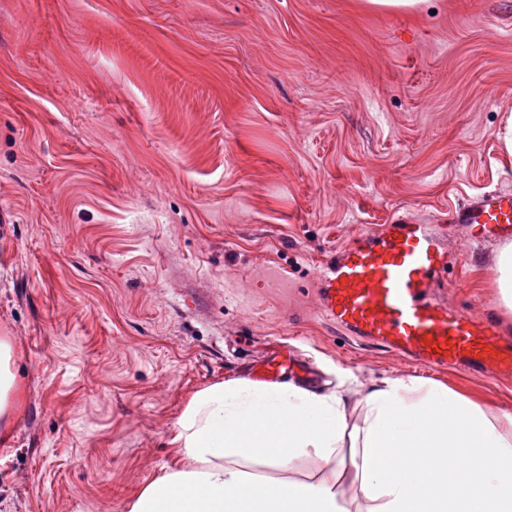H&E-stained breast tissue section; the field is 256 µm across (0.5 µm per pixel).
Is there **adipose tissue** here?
Listing matches in <instances>:
<instances>
[{
  "label": "adipose tissue",
  "mask_w": 512,
  "mask_h": 512,
  "mask_svg": "<svg viewBox=\"0 0 512 512\" xmlns=\"http://www.w3.org/2000/svg\"><path fill=\"white\" fill-rule=\"evenodd\" d=\"M348 381L323 394L244 381L201 390L170 440L178 464L128 512H512L511 413L414 379L363 393ZM305 460L315 469L297 477L257 472Z\"/></svg>",
  "instance_id": "obj_1"
}]
</instances>
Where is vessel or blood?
<instances>
[{"label":"vessel or blood","mask_w":512,"mask_h":512,"mask_svg":"<svg viewBox=\"0 0 512 512\" xmlns=\"http://www.w3.org/2000/svg\"><path fill=\"white\" fill-rule=\"evenodd\" d=\"M478 227L465 246L512 238V191L489 189L466 198L448 223L429 224L413 214L357 235L316 270L319 315L344 334L433 366L463 362L490 373L512 370V338L490 318H476L436 300L448 282L452 226ZM283 352L254 365L253 380L273 384L294 369Z\"/></svg>","instance_id":"vessel-or-blood-1"}]
</instances>
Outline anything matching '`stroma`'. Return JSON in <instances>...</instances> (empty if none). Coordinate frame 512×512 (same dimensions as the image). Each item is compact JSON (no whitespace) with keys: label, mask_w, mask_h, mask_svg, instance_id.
<instances>
[{"label":"stroma","mask_w":512,"mask_h":512,"mask_svg":"<svg viewBox=\"0 0 512 512\" xmlns=\"http://www.w3.org/2000/svg\"><path fill=\"white\" fill-rule=\"evenodd\" d=\"M508 113L512 0H0V512H126L191 398L275 347L318 392L418 378L512 413V375L353 340L314 280L361 232L512 190ZM470 232L448 304L512 336ZM13 353L10 342L0 338V426H8L7 414L16 410L21 402V394L16 388L13 371Z\"/></svg>","instance_id":"35a3bbf8"}]
</instances>
